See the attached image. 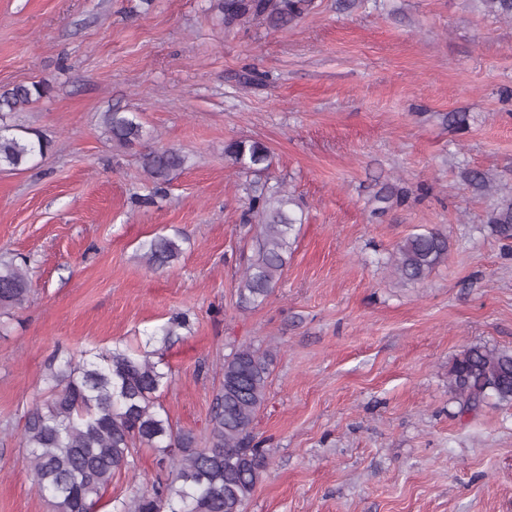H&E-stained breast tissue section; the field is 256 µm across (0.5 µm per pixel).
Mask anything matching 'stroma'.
<instances>
[{
	"instance_id": "obj_1",
	"label": "stroma",
	"mask_w": 512,
	"mask_h": 512,
	"mask_svg": "<svg viewBox=\"0 0 512 512\" xmlns=\"http://www.w3.org/2000/svg\"><path fill=\"white\" fill-rule=\"evenodd\" d=\"M223 2L0 0V88H49L0 121L51 143L0 169V255L25 258L31 286L0 317V512H53L21 433L54 356L145 346L179 312L162 350L174 429L206 438L232 349L275 356L255 420L271 468L245 512H512V403L464 412L448 391L466 346L512 349V249L488 224L512 198V19L480 0H315L289 25L228 27ZM114 111L187 157L154 203L141 146L101 122ZM236 139L268 146L265 176L300 220L273 293L247 307ZM427 229L448 255L402 282L386 261ZM158 233L185 239L164 270L139 251ZM165 476L140 449L98 512Z\"/></svg>"
}]
</instances>
